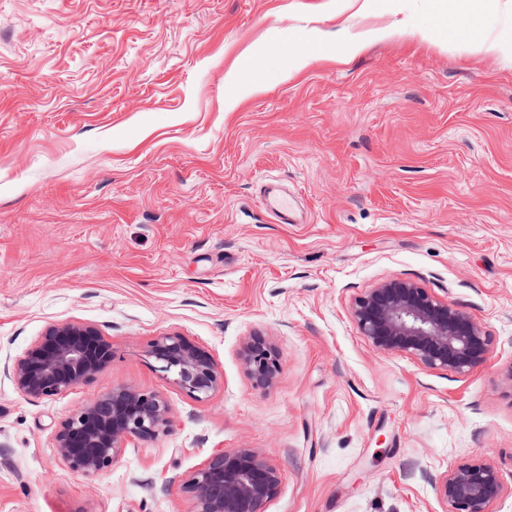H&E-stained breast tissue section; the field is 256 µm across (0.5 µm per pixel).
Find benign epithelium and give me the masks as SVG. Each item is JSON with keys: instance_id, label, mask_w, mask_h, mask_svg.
Returning a JSON list of instances; mask_svg holds the SVG:
<instances>
[{"instance_id": "benign-epithelium-1", "label": "benign epithelium", "mask_w": 512, "mask_h": 512, "mask_svg": "<svg viewBox=\"0 0 512 512\" xmlns=\"http://www.w3.org/2000/svg\"><path fill=\"white\" fill-rule=\"evenodd\" d=\"M351 315L372 346L407 353L423 367L465 373L488 352L481 325L418 283L390 278L357 297ZM147 354L173 383L196 399L216 391L223 376L213 356L187 336H160ZM112 343L88 324H51L4 368L15 388L29 399H50L93 380L112 362ZM256 384L273 385L280 373L279 351L263 336L242 349ZM170 425V407L160 394L114 388L73 409L53 431L60 460L72 472L95 479L112 469L131 440H151ZM281 485L279 469L251 448L210 455L185 476L182 492L190 512H267ZM503 487L489 463L474 460L448 471L441 495L448 512H489Z\"/></svg>"}]
</instances>
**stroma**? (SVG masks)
<instances>
[{
    "instance_id": "obj_1",
    "label": "stroma",
    "mask_w": 512,
    "mask_h": 512,
    "mask_svg": "<svg viewBox=\"0 0 512 512\" xmlns=\"http://www.w3.org/2000/svg\"><path fill=\"white\" fill-rule=\"evenodd\" d=\"M448 30L446 0H0V367L49 325L97 327L111 364L30 400L0 374V512H190L184 477L251 448L282 472L268 512H445L480 459L512 512V55ZM324 56L295 67L277 31ZM264 78L225 105L241 64ZM293 194L278 224L262 183ZM393 277L490 339L465 374L384 353L351 315ZM190 337L221 386L198 400L147 354ZM280 353L269 388L241 352ZM119 387L162 394L164 433L107 474L52 441ZM242 357L257 385H273L280 373V355L275 345L263 336L249 337L243 346Z\"/></svg>"
}]
</instances>
